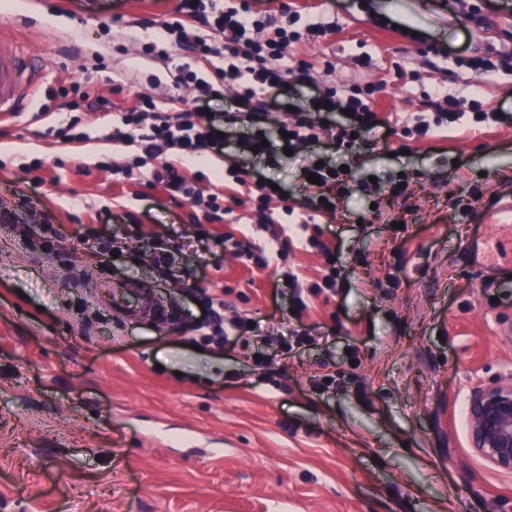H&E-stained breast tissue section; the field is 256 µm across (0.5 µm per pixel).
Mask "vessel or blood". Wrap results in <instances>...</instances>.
<instances>
[{
    "label": "vessel or blood",
    "mask_w": 512,
    "mask_h": 512,
    "mask_svg": "<svg viewBox=\"0 0 512 512\" xmlns=\"http://www.w3.org/2000/svg\"><path fill=\"white\" fill-rule=\"evenodd\" d=\"M37 89L35 67L32 60L26 59L17 41L8 33L0 34V118L18 117L20 104L32 98ZM476 220L482 224H511L512 198L503 197L490 209L477 214ZM107 303L115 311L130 317L147 316L160 322L174 318L172 308L141 297L138 304H130L129 298L135 294L132 285L124 281H113L108 285Z\"/></svg>",
    "instance_id": "1"
}]
</instances>
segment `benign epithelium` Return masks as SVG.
<instances>
[{"instance_id": "1", "label": "benign epithelium", "mask_w": 512, "mask_h": 512, "mask_svg": "<svg viewBox=\"0 0 512 512\" xmlns=\"http://www.w3.org/2000/svg\"><path fill=\"white\" fill-rule=\"evenodd\" d=\"M470 444L490 467L512 473V379L476 386L468 398Z\"/></svg>"}]
</instances>
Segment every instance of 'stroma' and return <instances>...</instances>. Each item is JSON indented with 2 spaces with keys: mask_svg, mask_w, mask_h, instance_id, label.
I'll return each mask as SVG.
<instances>
[{
  "mask_svg": "<svg viewBox=\"0 0 512 512\" xmlns=\"http://www.w3.org/2000/svg\"><path fill=\"white\" fill-rule=\"evenodd\" d=\"M297 2L326 28L292 49L316 88L373 85L379 111L416 113L444 87L463 111L512 113V67L460 65L512 55V6ZM178 3L0 0V25L42 64L33 105L50 112L36 125L0 124V512H512V475L473 452L466 419L472 387L512 376V226L472 223L456 205L477 180L480 206L512 194V126L463 121L358 144L354 177L409 172L408 199L375 209L355 192L332 216H313L301 186L306 158L327 143L276 167L255 160L249 169L278 181L286 203L263 216L226 199L218 218L200 221L190 202L105 169L144 154L113 140L114 114L144 96L165 110L194 99L173 87L183 51H144ZM116 71L124 81L112 82ZM83 91L109 100L110 114L72 108ZM73 118L79 138L62 142L54 130ZM310 219L336 253V293L297 318L284 273L308 288L325 265L305 244ZM22 224L58 225L63 237L35 251ZM133 224L190 237L182 262L198 287L158 283L148 257L111 260L80 239ZM236 226L267 267L223 245ZM113 279L152 289L180 320L110 315L95 285ZM217 293L221 320H239L250 347L201 341L202 305ZM283 322L310 336L284 355L250 329ZM252 349L274 363L257 369ZM327 373L335 388H317Z\"/></svg>",
  "mask_w": 512,
  "mask_h": 512,
  "instance_id": "35a3bbf8",
  "label": "stroma"
}]
</instances>
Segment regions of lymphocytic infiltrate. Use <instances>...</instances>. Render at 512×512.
I'll return each instance as SVG.
<instances>
[{
    "mask_svg": "<svg viewBox=\"0 0 512 512\" xmlns=\"http://www.w3.org/2000/svg\"><path fill=\"white\" fill-rule=\"evenodd\" d=\"M179 12V18L165 24V39L149 44V52L165 57L170 48L175 47L197 58L220 55L208 42V36L187 32L183 23L187 17L207 28L208 35L229 37L233 48L223 57L224 65L217 68L216 75L225 84L237 86L238 111L225 114L206 111L204 104L213 87L185 63L178 68L177 81L195 86L197 105L190 110L163 112L153 100H146L143 109L120 113V126L113 137L125 139L126 129L132 128L138 130L139 142L147 153L153 154L163 148L173 151L179 158L178 163L167 162L154 168L149 173L152 182L194 204L204 205L206 215L219 211L218 197L213 194L209 199H202L187 167L207 158L208 154L223 155L228 142L223 135L226 125L244 124L254 129L253 135L237 140L239 155L271 159L281 156L284 149L293 150L300 144L319 141L323 136L336 149L348 151L371 133L386 135L400 131L408 138L422 137L430 129L452 127L463 118L456 108V99L441 89L435 92L434 114L418 113L403 119L378 112L373 90H366L362 95L352 93L341 100L337 97V89L330 87L312 100L311 111L297 113L294 122L284 124L286 136L282 143L267 142L263 124L269 103L263 95L268 90L287 87L289 77L308 79V70L290 61L288 49L303 35L314 37L320 34L321 26L310 23L305 32L296 31V24L303 18L302 11L287 4L286 0L275 15L256 8L254 0H234L230 5L224 4L223 0H181ZM337 110L343 111L342 120H333L332 115ZM304 171L318 177L317 182L304 185L314 212L327 213L329 204L349 191L351 171L340 170L327 162L320 166L309 163Z\"/></svg>",
    "mask_w": 512,
    "mask_h": 512,
    "instance_id": "obj_1",
    "label": "lymphocytic infiltrate"
}]
</instances>
